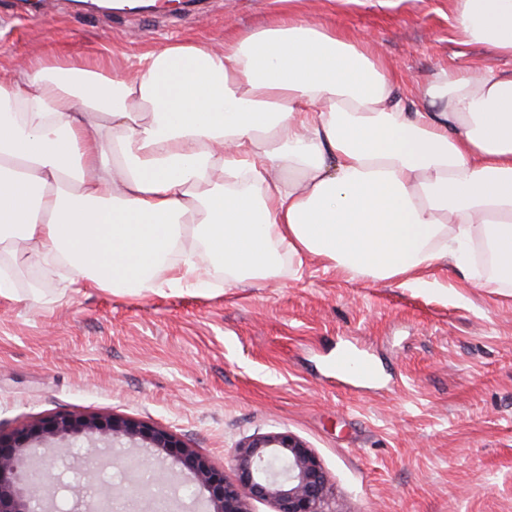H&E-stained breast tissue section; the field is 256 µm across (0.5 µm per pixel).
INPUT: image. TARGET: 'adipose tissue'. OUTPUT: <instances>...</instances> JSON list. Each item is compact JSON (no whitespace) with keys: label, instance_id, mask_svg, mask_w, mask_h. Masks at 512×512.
Instances as JSON below:
<instances>
[{"label":"adipose tissue","instance_id":"1","mask_svg":"<svg viewBox=\"0 0 512 512\" xmlns=\"http://www.w3.org/2000/svg\"><path fill=\"white\" fill-rule=\"evenodd\" d=\"M470 44L512 58V0H450ZM14 59L0 76V296L20 269L112 293L224 284L314 255L402 279L490 246L512 284V72L437 74L417 107L364 42L291 12L223 51L167 42L104 73Z\"/></svg>","mask_w":512,"mask_h":512}]
</instances>
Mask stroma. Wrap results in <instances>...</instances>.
Returning <instances> with one entry per match:
<instances>
[{
	"mask_svg": "<svg viewBox=\"0 0 512 512\" xmlns=\"http://www.w3.org/2000/svg\"><path fill=\"white\" fill-rule=\"evenodd\" d=\"M367 42L417 100L440 70L512 69L464 42L448 0H202L178 10L0 5V66L99 56L123 72L167 39L222 49L284 11ZM131 297L65 291L23 272L0 296V434L60 413L167 429L220 468L249 439L283 432L319 458L328 512H512V285L476 286L451 259L420 280L347 276L317 257L271 279ZM374 379L337 374L343 351Z\"/></svg>",
	"mask_w": 512,
	"mask_h": 512,
	"instance_id": "stroma-1",
	"label": "stroma"
}]
</instances>
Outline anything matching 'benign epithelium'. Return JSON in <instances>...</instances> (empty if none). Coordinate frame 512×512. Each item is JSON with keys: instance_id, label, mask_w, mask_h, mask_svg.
<instances>
[{"instance_id": "obj_1", "label": "benign epithelium", "mask_w": 512, "mask_h": 512, "mask_svg": "<svg viewBox=\"0 0 512 512\" xmlns=\"http://www.w3.org/2000/svg\"><path fill=\"white\" fill-rule=\"evenodd\" d=\"M94 434L140 444L156 459L171 460L207 495L212 512H249L252 500L272 502L275 512H325L330 496L320 460L288 433H270L237 447L231 458L234 478L230 479L224 469L211 465L163 428L117 416L78 419L60 414L11 438L0 436V512H47L41 477L44 461H35L31 442Z\"/></svg>"}]
</instances>
